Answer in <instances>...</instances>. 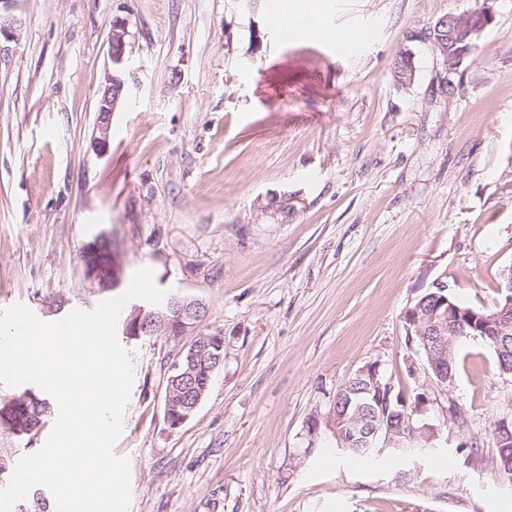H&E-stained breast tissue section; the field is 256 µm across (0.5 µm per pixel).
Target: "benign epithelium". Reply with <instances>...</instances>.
<instances>
[{
  "mask_svg": "<svg viewBox=\"0 0 512 512\" xmlns=\"http://www.w3.org/2000/svg\"><path fill=\"white\" fill-rule=\"evenodd\" d=\"M15 2L17 0H0V38L10 39L14 36V19L7 12L12 10ZM445 20L448 21V36H441L438 28L434 27L430 32V39L445 70L451 72L470 54L482 31L492 23L493 15L484 10L461 17L449 14L445 16ZM126 35L123 22H112L109 51L112 63L116 66L125 61ZM123 91L124 81L113 74L107 77V82L100 91L95 145L101 152L108 149L111 115ZM501 277V287L508 292L506 304L496 305L497 311L489 315L461 311L446 297L429 307L423 300L408 311L409 323L415 328V333L420 337L427 353L425 370L429 371L428 377L438 387L446 389L453 382L450 373L442 365V361L448 359V323L452 322L462 329L468 326L477 328L485 336H496L501 328L512 323V268L504 269ZM206 314L207 307L204 303L174 295L162 306H133L122 321V332L130 339L150 336L154 332L175 339L182 344V348L174 359L173 368L179 369L183 363L191 367L198 355L195 339L200 334L196 329ZM356 376L368 380L367 391L381 407L389 403L394 393L397 394L398 402L407 401L406 394L402 391L395 392V385L381 375L380 366L376 362L361 367ZM419 423L420 427H415L413 417L406 414L401 415V420L398 421L388 418L386 414L379 415L374 412L361 429L354 425V420L343 417L334 418L330 427L340 450L374 448L382 454L386 451H404L403 442L407 437L414 438L419 435L428 442L436 439L438 431L435 426L423 419Z\"/></svg>",
  "mask_w": 512,
  "mask_h": 512,
  "instance_id": "1",
  "label": "benign epithelium"
}]
</instances>
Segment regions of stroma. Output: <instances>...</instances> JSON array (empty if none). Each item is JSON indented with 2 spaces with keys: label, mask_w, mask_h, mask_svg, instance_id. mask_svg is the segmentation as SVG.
<instances>
[{
  "label": "stroma",
  "mask_w": 512,
  "mask_h": 512,
  "mask_svg": "<svg viewBox=\"0 0 512 512\" xmlns=\"http://www.w3.org/2000/svg\"><path fill=\"white\" fill-rule=\"evenodd\" d=\"M269 3L19 0L0 41V310L54 322L143 267L207 303L199 330H223L224 364L179 428L164 419L179 344L121 341L133 386L113 452L129 462V512H512L493 444L512 377L473 342L441 390L406 324L441 286L492 306L512 265V0H342L334 24L372 29L348 55L273 27ZM485 9L492 24L444 73L430 29ZM115 72L125 93L101 153L98 91ZM100 234L108 294L80 260ZM372 362L428 394L430 452L337 449L334 395ZM126 35L125 24L118 20L113 21L109 51L112 63L116 66H120L125 61Z\"/></svg>",
  "instance_id": "1"
}]
</instances>
